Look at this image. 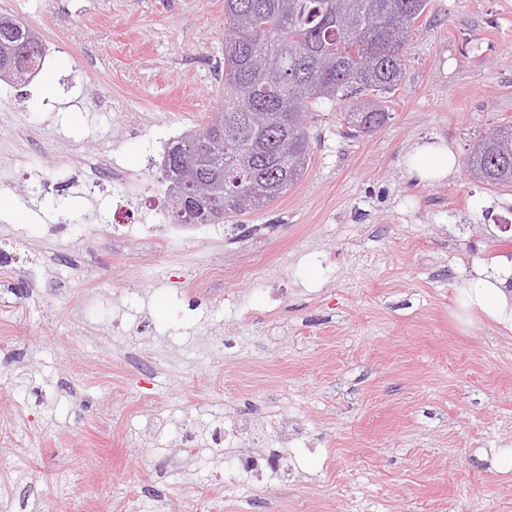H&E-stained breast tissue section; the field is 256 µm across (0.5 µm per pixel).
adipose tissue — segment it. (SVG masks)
Returning a JSON list of instances; mask_svg holds the SVG:
<instances>
[{
	"label": "adipose tissue",
	"mask_w": 512,
	"mask_h": 512,
	"mask_svg": "<svg viewBox=\"0 0 512 512\" xmlns=\"http://www.w3.org/2000/svg\"><path fill=\"white\" fill-rule=\"evenodd\" d=\"M454 151L445 142L416 144L407 157L411 177L422 183L442 180L456 169ZM466 308L481 312L489 320L512 329V262L499 261L477 269L468 288L461 293Z\"/></svg>",
	"instance_id": "1"
}]
</instances>
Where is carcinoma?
Returning <instances> with one entry per match:
<instances>
[{
    "mask_svg": "<svg viewBox=\"0 0 512 512\" xmlns=\"http://www.w3.org/2000/svg\"><path fill=\"white\" fill-rule=\"evenodd\" d=\"M429 0H224L227 24L224 105L195 133L172 140L160 183L180 182L179 157L198 136L209 150L199 156L205 170L227 184L224 214L198 208L192 223L222 224L258 211L298 183L311 153L305 122L309 110L327 101L343 108L341 118L358 136L389 119L382 104L372 108L359 96L380 97L402 82L407 45ZM0 14V56L11 59L6 81L25 85L42 56L16 55L33 29ZM367 54L365 68L353 53ZM485 182L512 186V124L482 136L465 161Z\"/></svg>",
    "mask_w": 512,
    "mask_h": 512,
    "instance_id": "obj_1",
    "label": "carcinoma"
}]
</instances>
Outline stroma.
<instances>
[{"label":"stroma","instance_id":"1","mask_svg":"<svg viewBox=\"0 0 512 512\" xmlns=\"http://www.w3.org/2000/svg\"><path fill=\"white\" fill-rule=\"evenodd\" d=\"M5 11L45 57L28 84L0 81V278L24 281L51 225L85 268L42 274L0 313V497L26 512H512V469L493 461L512 451V332L456 301L475 268L512 259V187L463 168L421 184L404 163L425 140L465 158L512 123V0H430L387 123L353 137L321 105L301 180L232 237L205 226L179 252L163 153L144 140L223 103L224 0ZM101 155L137 181L147 242L113 235L111 180L83 187ZM144 259L165 279L136 299L123 287ZM246 422L301 431L287 479L238 480L237 449L211 436Z\"/></svg>","mask_w":512,"mask_h":512}]
</instances>
